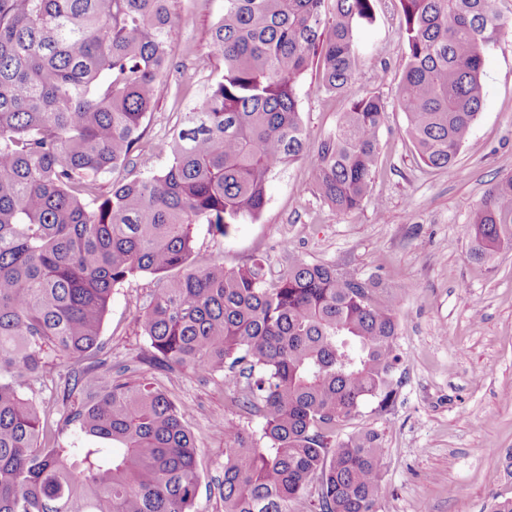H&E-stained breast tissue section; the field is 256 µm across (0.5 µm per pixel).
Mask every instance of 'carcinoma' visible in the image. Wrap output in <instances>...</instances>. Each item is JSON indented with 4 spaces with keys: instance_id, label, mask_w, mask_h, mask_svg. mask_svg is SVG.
Returning <instances> with one entry per match:
<instances>
[{
    "instance_id": "carcinoma-1",
    "label": "carcinoma",
    "mask_w": 512,
    "mask_h": 512,
    "mask_svg": "<svg viewBox=\"0 0 512 512\" xmlns=\"http://www.w3.org/2000/svg\"><path fill=\"white\" fill-rule=\"evenodd\" d=\"M224 0L211 29L223 72L187 112L170 162L129 168L147 114L169 91L174 0H0V512H194L196 446L183 411L151 384L72 368L53 401L65 421L114 447L62 446L22 394L44 347L80 361L100 348L114 288L166 274L142 315L157 366L224 372L239 418L224 427V512H375L383 448L336 427L399 379V292L298 260L271 277L191 265L194 226L226 236L256 222L281 167L306 159L313 191L338 215L368 197L385 105L352 100L310 146L298 87L343 94L360 61L354 32L378 0ZM408 60L398 104L420 161L448 168L483 99L484 55L505 20L495 0H397ZM108 196L98 179L118 170ZM471 258L512 241V177L471 220ZM79 392L76 406L68 402Z\"/></svg>"
}]
</instances>
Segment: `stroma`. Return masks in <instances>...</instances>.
Masks as SVG:
<instances>
[{
    "label": "stroma",
    "instance_id": "stroma-1",
    "mask_svg": "<svg viewBox=\"0 0 512 512\" xmlns=\"http://www.w3.org/2000/svg\"><path fill=\"white\" fill-rule=\"evenodd\" d=\"M495 6L506 27L484 57L482 106L452 167H425L406 133L398 104L407 60L404 18L395 0H378L373 22L355 32L362 70L350 97L318 92L313 69L298 90L303 126L314 146L335 128L351 98H382L379 162L362 206L336 215L312 192L310 164L300 160L270 179L257 222L237 225L224 237L203 224L194 228L192 260L198 267L220 262L235 269L262 258L276 274L301 259L398 286L395 403L386 412L366 406L341 428L345 434L373 430L382 438L378 512H487L494 498L512 497V480L499 456L512 448V241L489 261L470 257L473 211L493 185L512 176V0H496ZM223 14L224 0H178L168 76L173 92L148 115L136 170L167 166L163 143L176 132L181 113L221 73L223 64L209 41ZM157 286V276L143 274L115 288L102 347L82 365L122 381L152 382L183 408L200 472L194 510L224 512L218 489L224 422L236 413L223 373L203 378L149 364L141 315ZM70 367V361L47 352L43 377L24 390L48 414L64 445L83 440L53 403L54 387Z\"/></svg>",
    "mask_w": 512,
    "mask_h": 512
}]
</instances>
